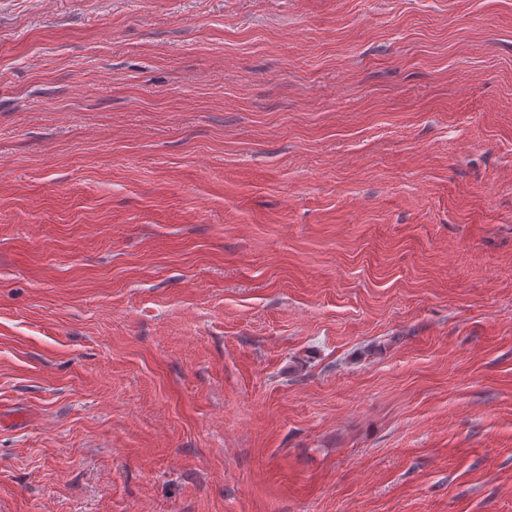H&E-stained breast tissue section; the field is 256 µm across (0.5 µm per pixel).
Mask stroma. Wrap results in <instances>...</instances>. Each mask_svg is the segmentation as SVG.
I'll use <instances>...</instances> for the list:
<instances>
[{
    "mask_svg": "<svg viewBox=\"0 0 512 512\" xmlns=\"http://www.w3.org/2000/svg\"><path fill=\"white\" fill-rule=\"evenodd\" d=\"M0 512H512V0H0Z\"/></svg>",
    "mask_w": 512,
    "mask_h": 512,
    "instance_id": "stroma-1",
    "label": "stroma"
}]
</instances>
